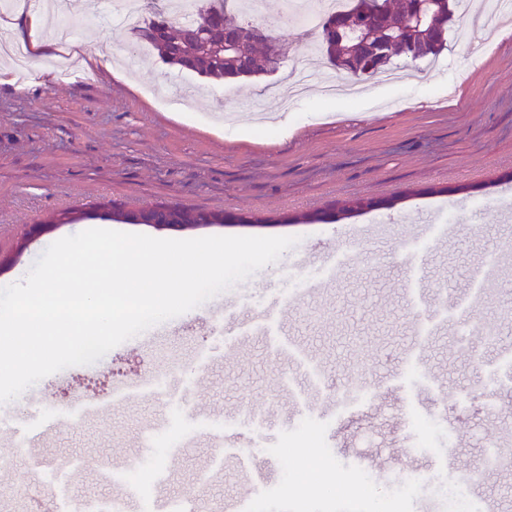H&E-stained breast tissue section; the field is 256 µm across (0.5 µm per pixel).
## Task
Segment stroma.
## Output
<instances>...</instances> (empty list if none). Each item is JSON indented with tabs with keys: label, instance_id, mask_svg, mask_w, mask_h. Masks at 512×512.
Returning a JSON list of instances; mask_svg holds the SVG:
<instances>
[{
	"label": "stroma",
	"instance_id": "stroma-1",
	"mask_svg": "<svg viewBox=\"0 0 512 512\" xmlns=\"http://www.w3.org/2000/svg\"><path fill=\"white\" fill-rule=\"evenodd\" d=\"M65 2L47 35L66 17L83 24L60 47L97 52L109 40L133 59L114 61L119 80L52 73L0 84V259L13 261L0 287L23 280L56 240L113 227L86 218L29 239V225L104 199L247 218L185 232L125 224V233L296 244L220 293L223 315L203 303L148 341L131 338L0 404V456L33 476L0 500V512H67L77 499L116 494L104 466L147 461L164 480L127 486L148 498L177 499L200 485L213 505L258 496L266 512H284L298 496L313 512H358L359 493L392 497L411 473L427 482L394 512H444L433 484L480 469L476 497L489 512H512V468L488 466L485 441L498 429V453L512 454V27L493 41L456 14L436 66L404 61L419 78L382 84L327 66V80H358L364 98L337 101L308 83L289 111L279 89L319 64V35L285 0H263L255 18L228 0L229 12L290 48L278 71L240 81L171 66L135 36L158 13L183 25L173 0H144L125 27L114 21L115 0ZM259 107L287 120L289 134L240 132L238 115ZM357 197L380 206L332 218ZM312 212L327 221H282ZM295 282L303 288L283 316L235 337L270 294ZM278 336L301 357L277 350ZM15 416L57 424L34 444L9 435ZM173 433L177 445L162 447ZM363 451L398 463L362 485ZM243 455L268 469L265 482L252 481ZM338 481L347 493L326 503Z\"/></svg>",
	"mask_w": 512,
	"mask_h": 512
}]
</instances>
